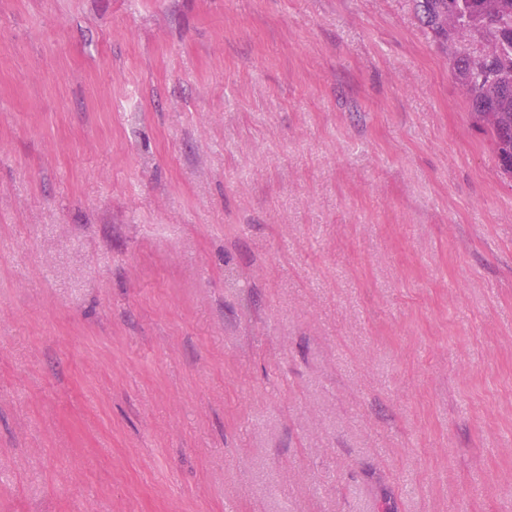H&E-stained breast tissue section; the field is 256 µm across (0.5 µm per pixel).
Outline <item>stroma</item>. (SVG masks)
I'll return each mask as SVG.
<instances>
[{
    "instance_id": "1",
    "label": "stroma",
    "mask_w": 512,
    "mask_h": 512,
    "mask_svg": "<svg viewBox=\"0 0 512 512\" xmlns=\"http://www.w3.org/2000/svg\"><path fill=\"white\" fill-rule=\"evenodd\" d=\"M0 512H512V178L409 0H0Z\"/></svg>"
}]
</instances>
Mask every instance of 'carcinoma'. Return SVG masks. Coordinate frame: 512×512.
I'll return each instance as SVG.
<instances>
[{
    "instance_id": "obj_1",
    "label": "carcinoma",
    "mask_w": 512,
    "mask_h": 512,
    "mask_svg": "<svg viewBox=\"0 0 512 512\" xmlns=\"http://www.w3.org/2000/svg\"><path fill=\"white\" fill-rule=\"evenodd\" d=\"M432 36L452 49L457 79L488 136L499 169L512 174V0H410ZM471 36L476 45L461 46Z\"/></svg>"
}]
</instances>
